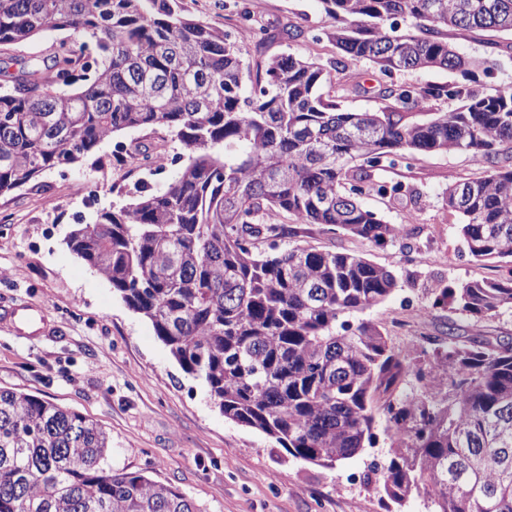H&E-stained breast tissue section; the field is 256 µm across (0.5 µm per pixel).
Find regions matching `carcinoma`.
<instances>
[{"mask_svg": "<svg viewBox=\"0 0 512 512\" xmlns=\"http://www.w3.org/2000/svg\"><path fill=\"white\" fill-rule=\"evenodd\" d=\"M340 58L292 53L256 69L244 51L268 41L243 0L238 30L187 18L169 0H0V47L71 29L48 69L0 66V195L72 165L121 132H162L183 148L162 193L78 224L68 248L147 318L181 369L224 417L290 456L332 467L390 443L384 493L430 512H512V337L458 325L409 358L376 325L350 317L397 290L394 271L350 251L318 250L316 224L376 245L403 237L361 197L413 196L376 171L421 152L466 151L487 170L443 192L475 261L508 275L429 289L432 305L478 323L512 317V87L486 94L385 83V106L353 112L354 81L324 93L331 71L368 61L396 72L476 65L450 32L512 33V0H321ZM407 29H400V23ZM447 97L459 106L413 111ZM165 138L136 145L153 162ZM288 241V246L280 242ZM268 248H261L262 243ZM96 420L0 388V512H202L170 483L112 469Z\"/></svg>", "mask_w": 512, "mask_h": 512, "instance_id": "carcinoma-1", "label": "carcinoma"}]
</instances>
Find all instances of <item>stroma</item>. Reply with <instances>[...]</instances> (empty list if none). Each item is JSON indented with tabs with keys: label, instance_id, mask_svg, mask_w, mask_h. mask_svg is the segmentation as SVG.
<instances>
[{
	"label": "stroma",
	"instance_id": "obj_1",
	"mask_svg": "<svg viewBox=\"0 0 512 512\" xmlns=\"http://www.w3.org/2000/svg\"><path fill=\"white\" fill-rule=\"evenodd\" d=\"M240 0H173L191 19L233 29ZM257 23L270 30L263 53L249 50L247 62L294 53L328 62L337 57L324 38L327 18L319 0H253ZM302 29L292 38L283 24ZM465 57L479 60L472 72L424 69L394 75L411 86L470 84L491 92L512 85V34L475 31L452 37ZM361 85L344 102L355 112L373 111L384 77L369 62L351 64ZM142 130H127L102 142L94 157L44 174L15 192L0 195V307L30 302L41 306L50 325L46 335L24 336L0 324V387L36 395L98 420L112 437L110 467L141 471L178 486L203 512H429L423 499L393 502L378 481H366L385 464L386 442L332 467L287 455L266 435L224 417L206 386L182 371L156 337L151 323L130 310L111 284L65 243L74 213L91 223L99 210L126 204L135 182L150 191L167 189L175 169H135L112 160L116 142H149ZM107 168H98V160ZM485 165L467 152H424L398 166L389 179L418 192L414 200L377 194L364 205L406 235L384 246L303 225V240L330 250H350L392 267L398 289L366 310L369 321L404 355H413L427 336L439 337L456 316L433 307L429 288L442 283L497 279L501 263L470 258L457 234L458 218L442 196L449 181L469 178ZM96 192L86 196L84 183ZM53 207H46V200Z\"/></svg>",
	"mask_w": 512,
	"mask_h": 512
}]
</instances>
